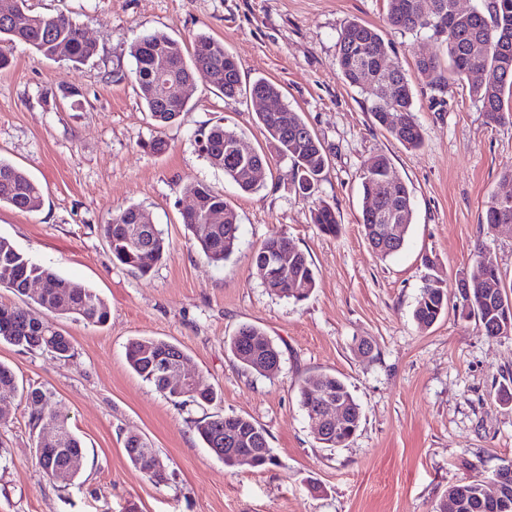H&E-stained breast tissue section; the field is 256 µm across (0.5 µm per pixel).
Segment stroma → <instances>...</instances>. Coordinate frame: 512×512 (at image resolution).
Listing matches in <instances>:
<instances>
[{
  "instance_id": "35a3bbf8",
  "label": "stroma",
  "mask_w": 512,
  "mask_h": 512,
  "mask_svg": "<svg viewBox=\"0 0 512 512\" xmlns=\"http://www.w3.org/2000/svg\"><path fill=\"white\" fill-rule=\"evenodd\" d=\"M34 11L63 14L97 44L87 63L50 60L18 43L0 70V159L40 184L34 212L0 207V237L61 277L97 292L110 308L106 325L59 319L74 353L66 359L0 343V363L20 384L54 393L82 439L79 477L49 479L36 464L30 407L0 404V512H436L450 486L489 479L512 460V336L491 339L461 314L455 284L478 250L496 261L512 296V230L487 231L481 217L492 195L512 190V121L488 123L464 84L433 104L414 80L423 134L405 149L375 125L370 104L341 80L336 42L347 21L383 29L393 65L413 73L427 38L389 28L387 0H29ZM163 31L181 42L206 33L223 42L243 82L265 77L301 112L324 145L329 168L318 196L336 211L337 236L312 221L311 202L290 193L287 166L263 171L245 193L200 156L195 132L216 122L266 147L260 106L229 100L196 74L181 94L179 119L157 128L128 73L136 38ZM160 138L165 150L148 144ZM390 158L412 206L402 249L379 259L362 227L361 171ZM202 181L238 214L236 254L217 267L188 239L182 214L192 199L181 187ZM147 211L170 243L168 256L139 276L116 265L101 227L119 208ZM284 235L317 278L308 300L271 293L251 255ZM446 280L448 309L420 329L413 310L424 278ZM244 324L260 327L282 352L263 375L245 370L228 349ZM178 345L188 371L217 399L177 406L143 381L125 358L130 339ZM374 345L360 356L361 340ZM342 379L360 407L356 434L324 447L300 406L306 379ZM241 415L268 436L276 462L228 468L195 432L203 415ZM147 438L166 466L155 484L124 451L128 435Z\"/></svg>"
}]
</instances>
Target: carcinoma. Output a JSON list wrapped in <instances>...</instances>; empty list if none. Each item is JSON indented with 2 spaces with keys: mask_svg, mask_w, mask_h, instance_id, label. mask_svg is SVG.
<instances>
[{
  "mask_svg": "<svg viewBox=\"0 0 512 512\" xmlns=\"http://www.w3.org/2000/svg\"><path fill=\"white\" fill-rule=\"evenodd\" d=\"M25 14L32 22L20 25L16 18ZM389 25L415 35H426L446 50V59L439 55L419 56L414 67L419 78L433 92L432 101L445 102L444 96L456 83L468 82L469 96L480 105L489 123L501 124L512 119V107L505 96L512 97V0H478L472 13L455 9V0H387ZM508 37L503 46L473 51V46L488 38ZM15 43L30 46L47 59H63L74 64L84 63L95 56L97 46L88 40L82 29L68 17L47 16L32 11L28 0H0V69L10 62V48ZM393 51L379 29L359 21L348 22L336 43V64L341 78L357 88L370 103V112L377 125L385 129L407 149L421 147L423 136L414 110V90L407 74L399 69L384 73L380 58ZM133 78L140 98L159 128L174 123L187 106L183 100L175 108L160 95L156 68L163 63L169 79L188 83L202 71L210 84L227 99L258 95L274 101L272 108L257 113L258 122L267 135L268 150L239 151L241 134L217 122L197 130L194 135L198 151L224 176L233 180L244 192H255L259 185L245 179L244 172L252 166L265 168L271 162L290 163L288 187L296 195L308 199L318 191L328 164L326 151L302 115L285 102L279 87L266 78L242 83L235 58L224 50V44L206 34H198L191 46L162 31L136 38L129 47ZM394 86L392 99L378 93V85ZM364 198L362 224L372 226L367 209L378 199L386 210L397 212L406 222L412 221L409 191L405 183L392 174L390 159L377 156L375 162L360 174ZM185 194L193 197L196 209L183 214V224L191 233L204 257L221 265L239 248L240 224L235 210L202 181L183 186ZM42 204V189L21 169L0 159V206L21 212H33ZM220 213L224 223L202 230L204 216ZM512 221V206L503 208L497 197H491L482 217L485 225ZM313 222L325 235L340 231L335 210L321 201L313 211ZM138 228L136 233L130 229ZM112 258L127 269L145 275L150 266L140 261V252L148 250L152 262L164 259L169 242L155 224L147 223L144 210L131 204L112 214L102 226ZM276 260V277L266 284L268 290L280 297L301 302L316 288V275L306 254L292 240L274 235L267 238L252 254V261ZM500 275L499 268H490L476 259L457 283L462 310L478 319L485 335L496 338L493 328L498 325L501 310L496 296L485 288L486 281ZM29 280L44 283L42 294L32 298L31 306L0 305V343L33 351L49 350L66 357L72 349L70 339L55 323L40 314L44 310L61 318L81 320L87 324L103 325L110 317L106 302L92 289L58 276L20 253L13 243L0 237V288H9L19 296L28 295ZM448 308V287L435 274L425 279L413 318L419 327H430ZM229 348L241 365L258 374L271 357H281V351L264 332L253 325L241 326L230 338ZM173 363L186 359L176 345L154 338H134L126 346L129 367L144 381L178 406H206L215 399L211 387L193 389L170 382L161 371L156 358ZM324 391L342 402L347 410L346 421L333 426L335 439L330 447L338 448L352 438L360 424V408L347 385L329 374L316 376ZM312 380L300 388V403L305 412L319 406L320 396L314 393ZM21 397L33 408V426H50L57 430V440L51 444L36 443L37 464L42 473L54 465H71V477L80 475L84 449L82 441L68 425L67 414L51 392L40 388L20 389L13 370L0 363V398ZM194 429L213 454L227 467L236 466L235 459L224 455L231 446L243 452L257 451L255 467L276 463L262 428L253 420L239 415H211L193 421ZM124 449L129 461L150 481L160 483L165 475L152 471L156 451L139 435H129ZM445 498L459 503L457 512H482L485 498L484 481L475 479L448 488Z\"/></svg>",
  "mask_w": 512,
  "mask_h": 512,
  "instance_id": "carcinoma-1",
  "label": "carcinoma"
}]
</instances>
